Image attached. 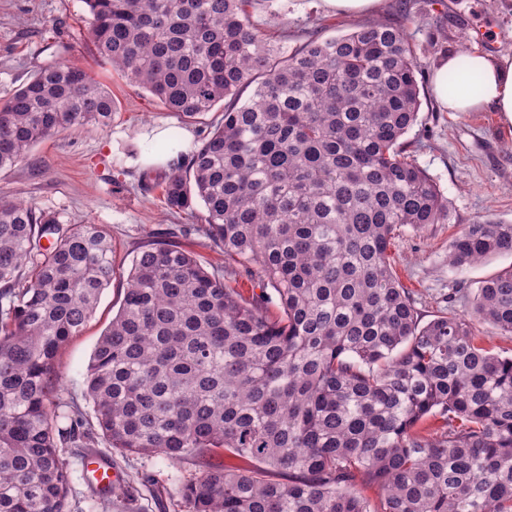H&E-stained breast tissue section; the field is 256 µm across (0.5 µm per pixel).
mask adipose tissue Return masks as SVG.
<instances>
[{"instance_id":"adipose-tissue-1","label":"adipose tissue","mask_w":512,"mask_h":512,"mask_svg":"<svg viewBox=\"0 0 512 512\" xmlns=\"http://www.w3.org/2000/svg\"><path fill=\"white\" fill-rule=\"evenodd\" d=\"M462 68L479 77L477 93L449 86V73ZM432 93L446 111L463 114L491 110L512 123V57L495 59L476 48L462 56L448 54L433 73Z\"/></svg>"}]
</instances>
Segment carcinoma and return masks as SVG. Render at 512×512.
Segmentation results:
<instances>
[{
  "label": "carcinoma",
  "mask_w": 512,
  "mask_h": 512,
  "mask_svg": "<svg viewBox=\"0 0 512 512\" xmlns=\"http://www.w3.org/2000/svg\"><path fill=\"white\" fill-rule=\"evenodd\" d=\"M83 2L93 55L130 84L183 118L224 103L162 182L171 212L204 209L224 273L170 241L140 246L87 369L91 424L56 362L112 283V238L0 195V512H85L67 449L100 439L191 460V512H512V355L475 332L512 336V268L422 325L389 261L396 231L448 216L401 142L421 105L404 27L360 22L287 53L249 0ZM115 111L86 70L41 68L0 103V172ZM507 253L512 222L487 218L449 261ZM236 264L256 265L260 293L225 282ZM476 328L486 346L492 347L494 352L508 351L505 355H510L512 352V336H501L498 331L487 323H476Z\"/></svg>",
  "instance_id": "carcinoma-1"
}]
</instances>
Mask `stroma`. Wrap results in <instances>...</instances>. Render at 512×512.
Wrapping results in <instances>:
<instances>
[{
    "label": "stroma",
    "mask_w": 512,
    "mask_h": 512,
    "mask_svg": "<svg viewBox=\"0 0 512 512\" xmlns=\"http://www.w3.org/2000/svg\"><path fill=\"white\" fill-rule=\"evenodd\" d=\"M249 12L259 30L288 51L310 34L334 38L359 21L355 14L336 15L322 0H252ZM372 17L407 27L420 67L421 106L404 142L448 201L442 223L403 227L390 247L392 269L426 323L459 312L482 281L512 266V254L460 268L449 261L451 243L466 224L485 218L512 221V124L491 111H443L431 90L433 71L449 53L476 48L512 57V0H380ZM87 18L82 0H0V100L40 68L65 61L106 85L118 107L108 128L59 132L31 148L10 171L0 172V195L55 214L64 224L102 225L112 237V283L92 320L56 362L66 397L77 402L84 399L90 358L120 307L140 242L169 232L207 268L224 266L223 250L196 231L195 217L166 209L158 183L169 164L143 161L168 141L179 152L196 149L223 121V107L183 122L93 56L83 40ZM91 452L111 458L129 483L128 502L118 512H189L182 489L195 475L190 462L173 465L130 455L103 440L94 450L72 451V483L79 496L95 491L85 471Z\"/></svg>",
    "instance_id": "35a3bbf8"
}]
</instances>
